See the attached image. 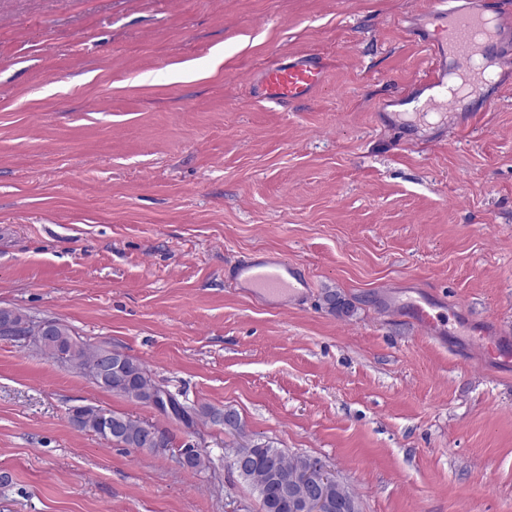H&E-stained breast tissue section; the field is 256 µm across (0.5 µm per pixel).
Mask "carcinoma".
I'll list each match as a JSON object with an SVG mask.
<instances>
[{"label":"carcinoma","instance_id":"obj_1","mask_svg":"<svg viewBox=\"0 0 512 512\" xmlns=\"http://www.w3.org/2000/svg\"><path fill=\"white\" fill-rule=\"evenodd\" d=\"M57 327L58 343L52 348H41L42 353L72 370L81 371L85 361L96 351V347L78 341L68 325L59 321ZM103 389L130 401L149 405L151 393L159 391L160 386L153 381L146 365L132 358L128 369L122 373H112V382L103 385ZM170 401L174 406L172 417L188 427L193 424L194 417L197 416L213 425H227L235 431L242 428L238 414L233 411L226 412L208 405L198 408L185 406L173 397ZM90 409L96 414L110 415L114 419L118 418L125 422V436L120 437L114 434L110 438L115 446L149 453L160 450L164 452L171 447L169 434L164 430L161 431L165 440L163 448L160 449L158 445L146 440L144 430L155 428L153 424L96 405L90 406ZM233 456L246 457L250 460L251 468L238 474V477L256 494L261 512H301L296 497L291 491V477L297 468L309 461L308 457H291L269 441L236 448Z\"/></svg>","mask_w":512,"mask_h":512}]
</instances>
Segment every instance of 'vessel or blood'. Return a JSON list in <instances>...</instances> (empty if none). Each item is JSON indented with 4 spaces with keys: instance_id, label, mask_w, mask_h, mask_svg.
Masks as SVG:
<instances>
[{
    "instance_id": "obj_1",
    "label": "vessel or blood",
    "mask_w": 512,
    "mask_h": 512,
    "mask_svg": "<svg viewBox=\"0 0 512 512\" xmlns=\"http://www.w3.org/2000/svg\"><path fill=\"white\" fill-rule=\"evenodd\" d=\"M512 14V0H490L481 12L448 10L433 0L426 13L431 31L425 43L433 66L421 85L426 94L418 117L445 115L460 98L490 79L493 69L512 66V50H499L501 26ZM328 64L315 53H293L265 68L253 81L254 97L278 105L314 97L327 81ZM238 291L271 309L297 304L311 283L301 264L279 252H255L226 273ZM430 302L413 304L410 313L423 331L435 332L439 319Z\"/></svg>"
}]
</instances>
